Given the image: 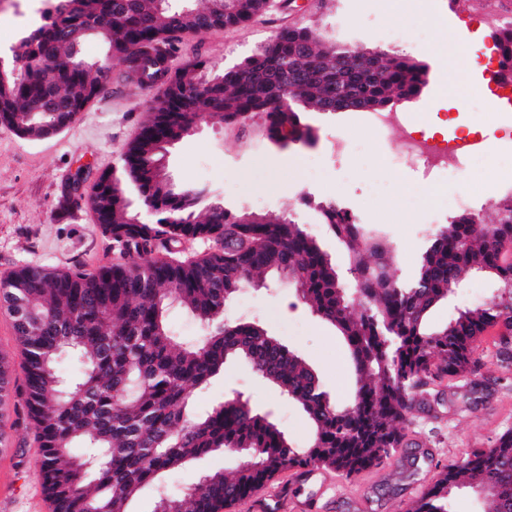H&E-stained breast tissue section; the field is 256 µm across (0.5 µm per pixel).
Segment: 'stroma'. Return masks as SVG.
<instances>
[{"label":"stroma","mask_w":512,"mask_h":512,"mask_svg":"<svg viewBox=\"0 0 512 512\" xmlns=\"http://www.w3.org/2000/svg\"><path fill=\"white\" fill-rule=\"evenodd\" d=\"M434 2L437 11L432 45L413 41L405 51L406 56L427 64V85L419 97L399 101L394 109L424 116L429 125L450 138L467 134L481 116L453 108L458 92L451 71L441 59L458 44L470 49L478 44L491 48L492 37L480 20L462 12L450 0ZM270 3L265 14L246 26L204 37L182 34L175 65L203 55L208 65L199 70L198 76L210 79L251 55L285 26L311 28L341 47L355 46L389 55L397 52L391 44L368 37L365 30L366 17L383 12L382 0ZM110 69L112 77L105 82V98L92 103L80 121L61 133L36 140L0 126V280L25 263L92 271L115 260L112 241L102 233L92 210L83 203L66 202L65 192L76 180L82 193H90L102 170L119 166L160 91L141 88L127 79L119 60H111ZM306 117L314 144L291 143L285 147L263 134L251 142L240 140L223 121L211 119L171 147L167 170L182 186H207L213 201L225 209L292 216L322 243L348 283L352 280L348 251L327 225L318 223L312 210L300 203L304 195L317 201L334 200L386 240L393 251L395 275L409 279L419 267L430 233L424 213L411 211L405 195L411 189L427 194L428 186L419 182L414 168L390 164L375 147L370 150V161L381 167L392 186L391 194L382 201L371 199L361 179L344 178L330 165L322 167L318 183L303 184L300 173L305 156L324 157L329 140L337 136L370 135L362 113L356 111H310ZM468 180L473 196L470 212L485 223L494 222L498 205L512 197V176L493 182L483 172L475 171ZM499 291L500 285L492 276L474 275L433 308L429 328L446 325L458 309L481 306ZM224 317L259 323L306 360L337 404L350 402L354 378L339 333L298 300L290 281L272 280L265 286L240 290ZM511 338L504 328L497 327L477 341L475 377L482 382L478 403L466 399L464 378L429 385V393H441L440 405L416 413L404 427L401 447L380 465L348 479L333 469L319 467L313 479L301 484L296 483L294 471L286 469L236 504L233 512H258L261 503L266 506L265 512H407L444 467L491 447L501 434L512 430V356L506 353ZM238 393L254 408L269 414L293 446L302 448L310 443L313 432L299 408L281 396L276 387L258 380L243 361L227 364L206 387L195 389L192 408L203 414ZM5 428L13 444L0 451V512H51L37 477L41 450L31 426L22 413L13 412ZM235 465V459L227 453L214 452L164 473L160 483L170 494L180 495L202 475L228 472ZM292 485L296 493L286 495V488Z\"/></svg>","instance_id":"obj_1"}]
</instances>
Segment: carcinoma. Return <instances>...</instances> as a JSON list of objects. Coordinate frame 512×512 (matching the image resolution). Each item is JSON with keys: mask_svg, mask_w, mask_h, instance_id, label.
<instances>
[{"mask_svg": "<svg viewBox=\"0 0 512 512\" xmlns=\"http://www.w3.org/2000/svg\"><path fill=\"white\" fill-rule=\"evenodd\" d=\"M268 0H52L46 22L19 38L17 69L0 62V125L42 139L73 123L104 97L103 71L119 59L145 89L162 94L122 157L121 173L98 175L87 200L103 233L121 246L120 259L93 272L60 271L24 264L0 280V305L13 318L25 356L20 393L26 419L42 448L38 476L53 512H127V503L162 472L216 451L242 452L248 465L228 474L203 475L184 498L160 496L153 512H223L285 467L329 466L349 478L388 455L401 442L409 417L431 409L422 387L433 379L475 372L471 355L488 329H512V306L490 301L463 310L431 330L427 317L477 271L512 282V200L494 224L473 214L453 218L432 234L418 273L401 281L391 271L390 249L367 243L364 226L341 205L301 204L353 253L354 288L342 287L336 266L292 217L268 215L260 224L243 220L219 203L197 212L210 194L184 189L159 171L169 144L186 135L198 113L235 128L258 117L268 138L286 145L312 141L302 109L384 111L417 97L427 65L392 56L381 73L354 69L364 51L338 48L307 28L283 27L250 56L202 81L193 63L173 68L178 35L205 36L242 27L262 14ZM106 48L102 61L79 56L89 37ZM502 51L496 77H512V31L494 36ZM292 103L281 106L283 98ZM48 100L49 112L32 111ZM130 183L148 217L130 214ZM209 243L186 254L187 242ZM297 274L299 299L334 326L349 352L355 387L338 405L309 364L255 322H224L227 302L241 288L268 274ZM368 302L355 316L352 294ZM190 313L205 330L198 342L174 336L172 310ZM71 352L81 372L57 369ZM244 360L259 379L296 404L313 430L310 446L291 445L268 415L242 396L229 398L203 416L190 414L193 390ZM9 361L0 360V448L5 443L4 405ZM80 448L75 455L72 449ZM470 488L485 512H512V431L490 448L443 469L410 512H449L452 493Z\"/></svg>", "mask_w": 512, "mask_h": 512, "instance_id": "1", "label": "carcinoma"}]
</instances>
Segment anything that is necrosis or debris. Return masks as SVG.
Returning <instances> with one entry per match:
<instances>
[{"instance_id":"1","label":"necrosis or debris","mask_w":512,"mask_h":512,"mask_svg":"<svg viewBox=\"0 0 512 512\" xmlns=\"http://www.w3.org/2000/svg\"><path fill=\"white\" fill-rule=\"evenodd\" d=\"M415 123L408 112H372L366 118L369 129L396 162L417 166L422 181L435 185L430 196L410 195L407 202L411 208L438 214L466 207L471 197L469 171L483 166L493 178L512 171V156L495 155L490 146L464 137L451 145L439 144L432 137L416 133Z\"/></svg>"}]
</instances>
